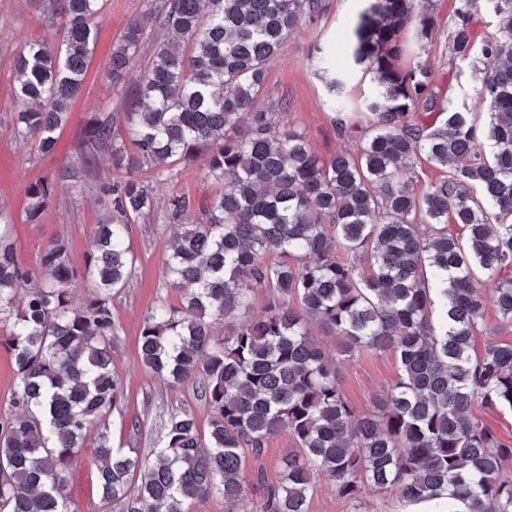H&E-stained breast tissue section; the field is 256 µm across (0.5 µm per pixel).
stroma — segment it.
<instances>
[{
  "label": "stroma",
  "mask_w": 512,
  "mask_h": 512,
  "mask_svg": "<svg viewBox=\"0 0 512 512\" xmlns=\"http://www.w3.org/2000/svg\"><path fill=\"white\" fill-rule=\"evenodd\" d=\"M167 0H102L98 39L85 74L81 94L71 106L67 123L58 133V141L50 154L23 142L15 132V114L19 106L15 97L14 58L23 41L28 39L59 40L60 21L50 19L41 0H0V213L11 221L10 242L18 263L33 279H40L39 256L55 238L68 241L73 261L84 265L90 251V233L101 219L98 203L104 185L119 180L107 153L96 152L84 167L79 186L60 182L57 172L79 162L84 131L93 115L112 117L121 123L126 110L125 94L138 83V69H131L124 90L112 88L106 79V67L112 46L130 19H146V46H153L163 33L154 18L164 9ZM367 6L366 0H322V10L313 19H306L289 35L279 55L269 65L263 92V107L274 126H288L302 133L310 148L328 158L353 149L362 136L354 130L348 135L337 131L327 107V92L312 72L311 54L314 45L324 48L326 60L345 72L353 95L367 96L375 86L352 60L351 39L358 15ZM446 36H438L427 47L424 59L434 66L439 92L436 111L419 114L421 125L440 123L448 106L472 108L475 81L468 63L449 64ZM140 179L152 183L159 196L185 194L196 202H207L221 186L208 179L200 166L175 167L169 177L157 178L154 171L142 169ZM53 181L52 201L39 218L29 219L26 183L35 180ZM174 226L164 211L137 220L126 237L136 263L125 288L112 298V318L118 331L112 338V365L122 387L119 406L106 417L105 425L114 446L151 459L162 447L164 423L176 407L191 410L200 430H207L210 409L195 384L170 390L141 361L139 336L146 312L157 302L178 303L175 290L168 288L164 259ZM312 332L322 348L336 359L341 391L349 405L358 413L371 412L384 390L396 380V361L388 353L360 351L343 352L340 340L320 325ZM288 434L270 439L261 456L246 455V473H263L266 483L276 482L279 465L294 448ZM396 494L381 498L365 495L361 507L340 498L335 487L318 479L317 488L308 503L309 512H396Z\"/></svg>",
  "instance_id": "stroma-1"
}]
</instances>
